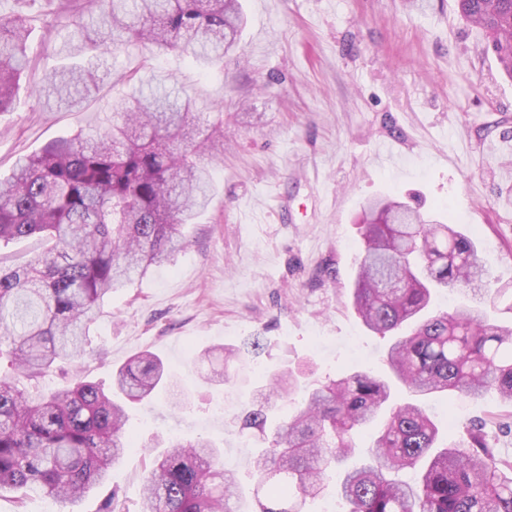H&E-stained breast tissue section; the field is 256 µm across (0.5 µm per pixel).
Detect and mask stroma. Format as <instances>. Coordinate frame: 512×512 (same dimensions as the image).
Wrapping results in <instances>:
<instances>
[{"label": "stroma", "instance_id": "1", "mask_svg": "<svg viewBox=\"0 0 512 512\" xmlns=\"http://www.w3.org/2000/svg\"><path fill=\"white\" fill-rule=\"evenodd\" d=\"M246 27L223 64L203 69L175 53L131 46L104 56L98 88L81 112L29 95L76 32L67 5L31 18L35 51L11 112L0 115V177L48 141L109 123L113 97L165 75L201 111L224 116V158L213 168L208 208L187 225V247L114 293L75 368L27 382L70 385L74 375L110 386L141 352L158 355L186 398L136 406L127 424L136 447L97 494L56 512H139L154 437L212 441L238 477L243 512L253 508L250 431L241 401L259 375L309 367L320 383L383 370L384 338L352 306L368 198L396 192L473 234L489 289L512 283V80L500 74L484 34L461 20L457 0H241ZM390 152L382 161V152ZM261 336L265 349L229 382L194 370L213 346ZM445 443L483 421L512 459V405L437 396Z\"/></svg>", "mask_w": 512, "mask_h": 512}]
</instances>
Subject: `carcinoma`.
I'll return each mask as SVG.
<instances>
[{"label": "carcinoma", "mask_w": 512, "mask_h": 512, "mask_svg": "<svg viewBox=\"0 0 512 512\" xmlns=\"http://www.w3.org/2000/svg\"><path fill=\"white\" fill-rule=\"evenodd\" d=\"M100 6L109 38L84 34L58 53L82 63L52 69L32 90L56 107L79 111L104 54L152 43L204 68L224 61L241 35L239 0H89ZM460 17L480 28L512 78V0H459ZM29 20L0 8V115L13 108L28 62ZM196 102L188 90L158 86L112 103V123L54 139L16 160L0 180V245L40 236L50 246L24 264L0 266V494L27 488L67 503L94 492L130 447L129 405L161 390L178 394L163 361L134 357L109 390L77 378L47 394L18 386L76 361L112 293L152 266L173 261L184 228L209 204L211 162L224 152V113L200 141L187 136ZM209 156L210 162L202 158ZM364 250L353 304L364 326L389 337L384 372L358 370L309 388L289 370L265 375L245 402L242 428L264 439L253 454L254 512H303L331 474L355 452L354 436L374 426L366 460L337 484L343 512H512V460L465 426L453 446L425 400L512 403V289H497L490 310L436 309L450 291L484 298L488 272L470 237L393 195L363 206ZM209 349L207 380L222 383L249 353ZM303 396L293 412L269 420L277 401ZM160 461L141 487L142 512H239L238 482L206 440H160Z\"/></svg>", "instance_id": "carcinoma-1"}]
</instances>
